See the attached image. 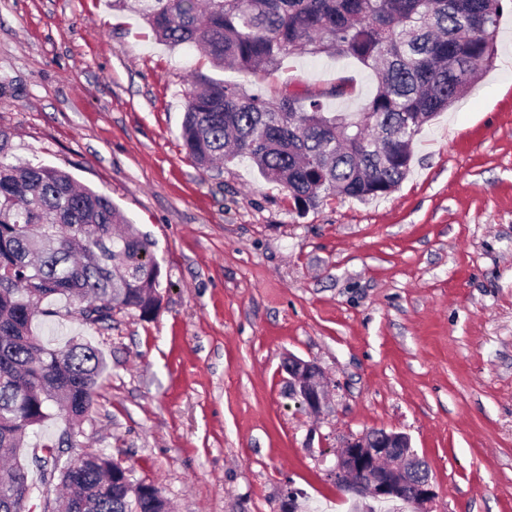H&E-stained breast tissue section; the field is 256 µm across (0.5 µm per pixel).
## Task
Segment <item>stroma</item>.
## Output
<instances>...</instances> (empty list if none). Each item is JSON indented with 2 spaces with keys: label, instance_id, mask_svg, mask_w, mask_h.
<instances>
[{
  "label": "stroma",
  "instance_id": "obj_1",
  "mask_svg": "<svg viewBox=\"0 0 512 512\" xmlns=\"http://www.w3.org/2000/svg\"><path fill=\"white\" fill-rule=\"evenodd\" d=\"M491 68L417 136L389 195L298 213L250 162L199 169L179 132L192 46L160 44L112 0H0V133L13 156L110 196L153 241L160 306L33 321L106 369L72 444L30 430L24 458L94 452L156 483L173 512H353L329 477L344 439L409 435L434 512H512V0ZM273 82L372 96L352 58L295 55ZM314 362L320 412L288 398L287 354Z\"/></svg>",
  "mask_w": 512,
  "mask_h": 512
}]
</instances>
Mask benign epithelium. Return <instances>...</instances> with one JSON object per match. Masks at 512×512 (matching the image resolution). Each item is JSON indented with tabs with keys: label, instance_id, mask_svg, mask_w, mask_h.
<instances>
[{
	"label": "benign epithelium",
	"instance_id": "7a95c632",
	"mask_svg": "<svg viewBox=\"0 0 512 512\" xmlns=\"http://www.w3.org/2000/svg\"><path fill=\"white\" fill-rule=\"evenodd\" d=\"M283 369L288 374V390L296 403L317 412L326 399L319 371L312 362L290 356ZM336 486L360 498H407L416 512H432L438 498L424 461L411 450L410 437L402 432L375 428L353 435L336 453L330 470Z\"/></svg>",
	"mask_w": 512,
	"mask_h": 512
}]
</instances>
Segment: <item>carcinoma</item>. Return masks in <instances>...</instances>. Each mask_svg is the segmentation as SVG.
Returning <instances> with one entry per match:
<instances>
[{
	"instance_id": "cac0c4a2",
	"label": "carcinoma",
	"mask_w": 512,
	"mask_h": 512,
	"mask_svg": "<svg viewBox=\"0 0 512 512\" xmlns=\"http://www.w3.org/2000/svg\"><path fill=\"white\" fill-rule=\"evenodd\" d=\"M143 17L168 46L203 49L212 67L271 76L297 53L351 57L373 70L367 123L328 112L348 85L295 93L249 92L194 72L179 137L207 168L253 163L304 211L330 196L366 201L406 178L421 127L463 96L492 64L502 0H113ZM152 241L110 196L75 185L59 168L12 157L0 134V450L18 455L50 405L80 423L95 403L105 363L97 349L57 350L31 322L63 296L85 320L116 310L142 318L159 305ZM57 512H169L161 489H137L115 460L88 454L60 470ZM27 468L0 464V512H30Z\"/></svg>"
}]
</instances>
